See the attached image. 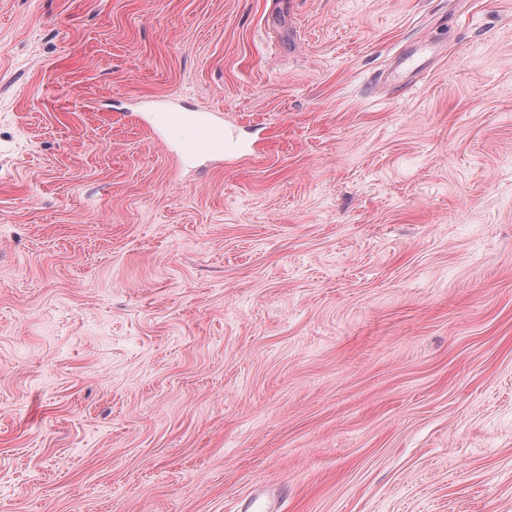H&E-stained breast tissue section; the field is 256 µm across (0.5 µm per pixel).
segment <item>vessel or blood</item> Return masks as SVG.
<instances>
[{
  "label": "vessel or blood",
  "instance_id": "vessel-or-blood-1",
  "mask_svg": "<svg viewBox=\"0 0 512 512\" xmlns=\"http://www.w3.org/2000/svg\"><path fill=\"white\" fill-rule=\"evenodd\" d=\"M150 130L168 125H183L194 129V136L183 147L190 155L219 156L224 151V134L220 127L203 123L200 114L183 109L175 100L157 101L150 109ZM281 489L259 491L244 505L243 512H279Z\"/></svg>",
  "mask_w": 512,
  "mask_h": 512
}]
</instances>
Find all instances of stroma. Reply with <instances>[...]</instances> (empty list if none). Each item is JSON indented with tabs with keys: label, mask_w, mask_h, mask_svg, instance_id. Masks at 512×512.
Instances as JSON below:
<instances>
[{
	"label": "stroma",
	"mask_w": 512,
	"mask_h": 512,
	"mask_svg": "<svg viewBox=\"0 0 512 512\" xmlns=\"http://www.w3.org/2000/svg\"><path fill=\"white\" fill-rule=\"evenodd\" d=\"M260 485L512 512V0H0V512ZM148 112L152 120L149 128L153 134L159 127L168 125H183L195 130L194 136L183 147L186 154L209 156L223 154V130L212 123L202 125V117L197 112L186 111L172 99L157 101Z\"/></svg>",
	"instance_id": "35a3bbf8"
}]
</instances>
